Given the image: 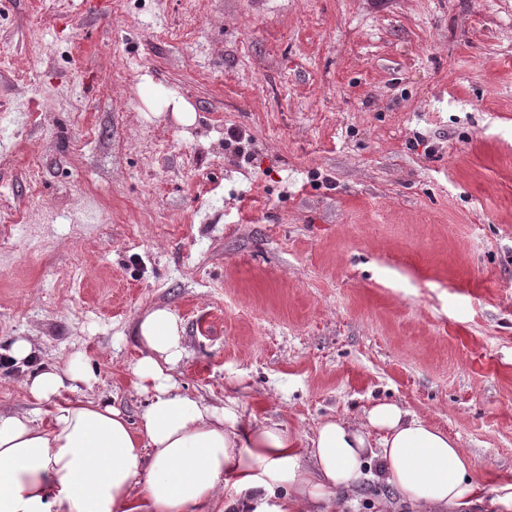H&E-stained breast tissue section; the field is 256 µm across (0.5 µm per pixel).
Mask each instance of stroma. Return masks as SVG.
<instances>
[{
  "label": "stroma",
  "mask_w": 512,
  "mask_h": 512,
  "mask_svg": "<svg viewBox=\"0 0 512 512\" xmlns=\"http://www.w3.org/2000/svg\"><path fill=\"white\" fill-rule=\"evenodd\" d=\"M151 308L185 392L301 438L396 402L500 495L512 0H0V409L80 355L137 421Z\"/></svg>",
  "instance_id": "obj_1"
}]
</instances>
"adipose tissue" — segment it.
<instances>
[{
	"mask_svg": "<svg viewBox=\"0 0 512 512\" xmlns=\"http://www.w3.org/2000/svg\"><path fill=\"white\" fill-rule=\"evenodd\" d=\"M130 370L146 395L138 422L78 397L82 357L24 383L29 409L0 411V512H343L366 476L410 512H457L484 501L475 463L447 433L394 402L320 421L308 444L236 400L184 392L177 316L145 311Z\"/></svg>",
	"mask_w": 512,
	"mask_h": 512,
	"instance_id": "adipose-tissue-1",
	"label": "adipose tissue"
}]
</instances>
